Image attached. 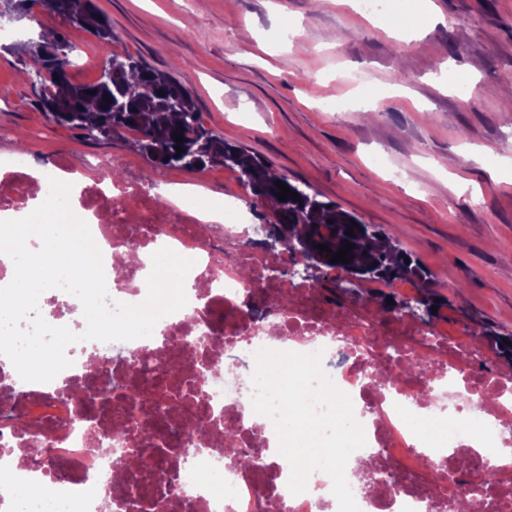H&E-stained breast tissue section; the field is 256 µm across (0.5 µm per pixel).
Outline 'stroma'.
Returning a JSON list of instances; mask_svg holds the SVG:
<instances>
[{
    "label": "stroma",
    "instance_id": "obj_1",
    "mask_svg": "<svg viewBox=\"0 0 512 512\" xmlns=\"http://www.w3.org/2000/svg\"><path fill=\"white\" fill-rule=\"evenodd\" d=\"M97 3L117 50L172 72L214 134L396 237L436 275L449 333L512 332V98L500 93L512 86V0H436L441 18L405 41L357 0ZM59 27L39 9L0 37V160L24 156L33 175L118 164L145 172L157 197L189 186L248 197L236 171L153 170L128 138L89 140L49 120L20 44ZM332 29L346 32L342 46ZM468 79L464 103L453 87ZM477 147L494 161H475Z\"/></svg>",
    "mask_w": 512,
    "mask_h": 512
}]
</instances>
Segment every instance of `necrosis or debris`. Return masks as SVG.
Segmentation results:
<instances>
[{"label": "necrosis or debris", "mask_w": 512, "mask_h": 512, "mask_svg": "<svg viewBox=\"0 0 512 512\" xmlns=\"http://www.w3.org/2000/svg\"><path fill=\"white\" fill-rule=\"evenodd\" d=\"M145 179L131 173L117 186L104 178L79 186L78 202L103 247L111 300L141 303L148 257L167 247L192 259L188 303L160 319L171 355L135 339L117 345L68 346L71 367L48 383L26 382L0 358V390L18 396L21 421L0 425V446L28 440L36 425L63 469L53 497L78 512H338L328 473L314 471L305 492L288 489L289 470L271 456L278 438L270 418L252 406L254 354L262 348L321 352L322 367L348 394L366 444L345 469L360 512H454L457 499L482 489L488 512H512V457H499L500 478L486 484L480 439L512 446V378L474 376L480 350L404 315L378 324L365 309L329 314L321 288L266 280L263 298L245 306L254 275L279 267V251L245 245L246 227L212 222L176 206L147 204ZM289 297L268 312V299ZM181 365L170 376V363ZM111 399L86 401L88 386ZM463 424L446 446L426 447L413 424L442 416ZM203 425V451L184 454V429ZM126 434L113 438V428ZM250 456L228 460V449Z\"/></svg>", "instance_id": "4bbe7bcc"}]
</instances>
